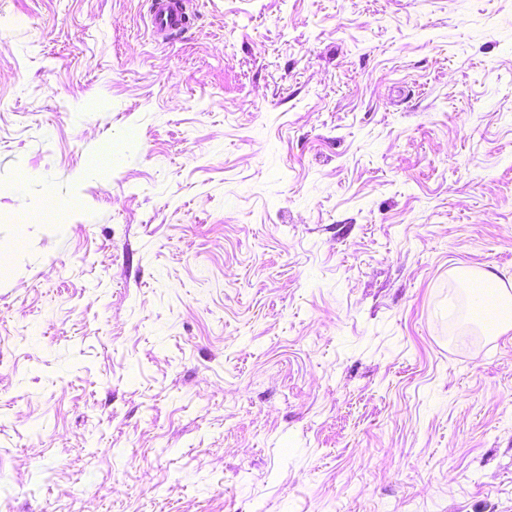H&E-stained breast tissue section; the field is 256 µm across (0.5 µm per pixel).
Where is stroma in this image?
I'll list each match as a JSON object with an SVG mask.
<instances>
[{
  "label": "stroma",
  "instance_id": "1",
  "mask_svg": "<svg viewBox=\"0 0 512 512\" xmlns=\"http://www.w3.org/2000/svg\"><path fill=\"white\" fill-rule=\"evenodd\" d=\"M0 0V512H512V0ZM151 23L163 35H183L195 15L192 0H153L150 7ZM470 279H479L481 280L479 283L485 282L488 285H490L491 288H495L491 292L493 300L500 304H505L509 308L508 316L497 325V327L495 328V333L496 335H500L509 332L512 329L510 314L512 294L510 292V289L505 288V286L501 284L497 278H495V275L487 271L470 273L467 276L462 277L460 281L461 283H464Z\"/></svg>",
  "mask_w": 512,
  "mask_h": 512
}]
</instances>
